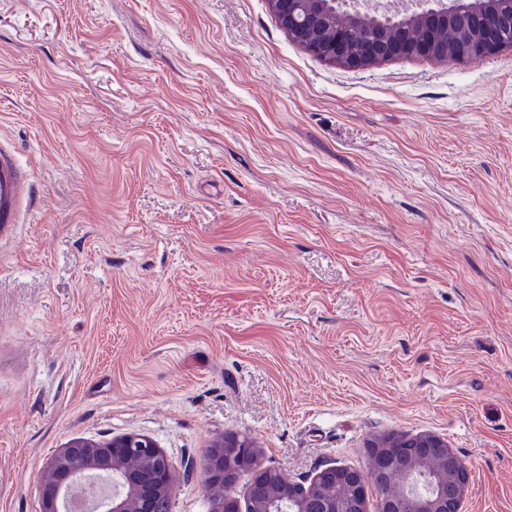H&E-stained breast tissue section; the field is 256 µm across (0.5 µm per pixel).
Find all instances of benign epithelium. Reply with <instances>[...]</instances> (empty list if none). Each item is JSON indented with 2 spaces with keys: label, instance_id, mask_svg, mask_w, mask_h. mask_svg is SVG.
I'll use <instances>...</instances> for the list:
<instances>
[{
  "label": "benign epithelium",
  "instance_id": "obj_1",
  "mask_svg": "<svg viewBox=\"0 0 512 512\" xmlns=\"http://www.w3.org/2000/svg\"><path fill=\"white\" fill-rule=\"evenodd\" d=\"M280 26L313 55L349 68L365 69L406 54L459 60L484 57L512 47V0H420L406 23L390 28L391 0H268ZM376 18L373 30L353 43V22ZM333 30L332 39L326 32ZM372 468L366 474L347 466L319 471L309 486L290 483L270 467H256V448L230 436L212 446L205 469L209 483L234 485L238 472L256 469L246 508L224 491L223 512H366L367 489L401 474L395 494L378 500L377 512H462L470 487L466 463L447 440L432 433L407 443L390 436L368 445ZM43 512H69L80 485L95 496L93 512H159L172 493L169 461L156 442L140 434L106 442L74 439L55 453L40 473Z\"/></svg>",
  "mask_w": 512,
  "mask_h": 512
}]
</instances>
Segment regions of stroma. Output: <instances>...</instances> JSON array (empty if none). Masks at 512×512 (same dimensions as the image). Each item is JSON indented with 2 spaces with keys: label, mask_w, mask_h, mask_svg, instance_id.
I'll use <instances>...</instances> for the list:
<instances>
[{
  "label": "stroma",
  "mask_w": 512,
  "mask_h": 512,
  "mask_svg": "<svg viewBox=\"0 0 512 512\" xmlns=\"http://www.w3.org/2000/svg\"><path fill=\"white\" fill-rule=\"evenodd\" d=\"M0 512L144 434L172 512L227 435L306 485L445 438L512 512V48L355 70L267 0H0Z\"/></svg>",
  "instance_id": "stroma-1"
}]
</instances>
